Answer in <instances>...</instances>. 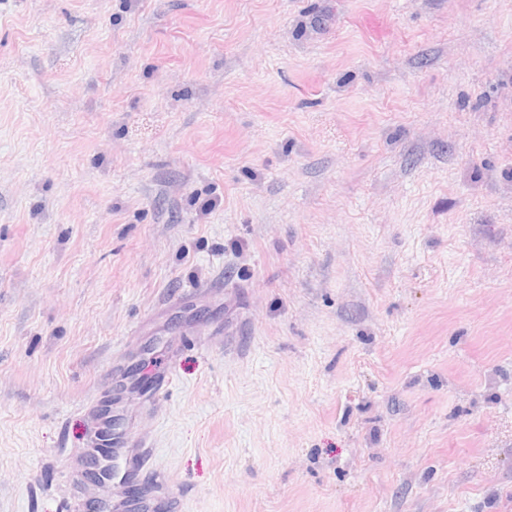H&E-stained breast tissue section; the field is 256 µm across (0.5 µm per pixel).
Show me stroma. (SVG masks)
<instances>
[{
    "mask_svg": "<svg viewBox=\"0 0 512 512\" xmlns=\"http://www.w3.org/2000/svg\"><path fill=\"white\" fill-rule=\"evenodd\" d=\"M106 393L175 512H512V0H0V512Z\"/></svg>",
    "mask_w": 512,
    "mask_h": 512,
    "instance_id": "1",
    "label": "stroma"
}]
</instances>
